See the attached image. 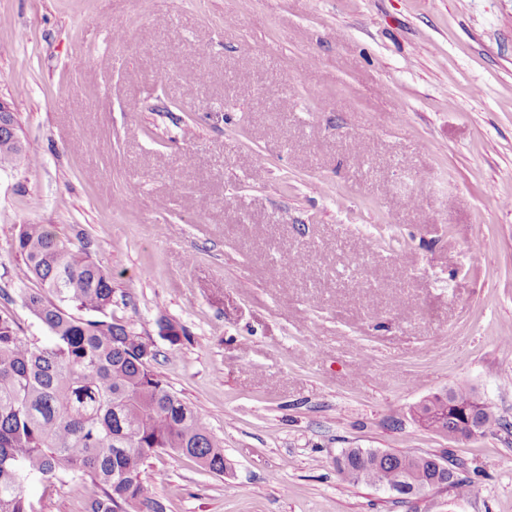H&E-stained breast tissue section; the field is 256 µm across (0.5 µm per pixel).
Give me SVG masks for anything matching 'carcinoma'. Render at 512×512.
Wrapping results in <instances>:
<instances>
[{
	"mask_svg": "<svg viewBox=\"0 0 512 512\" xmlns=\"http://www.w3.org/2000/svg\"><path fill=\"white\" fill-rule=\"evenodd\" d=\"M22 161L31 157L1 136L0 169ZM93 246L87 236H62L45 224H23L15 239L23 276L41 284L20 289L19 299L48 343L34 342L0 311V512H36L26 485L47 487L66 476L96 484L85 512H164L141 479L159 452L224 474V448L204 416L147 367L157 358L152 344L109 315L116 290ZM473 398V390L452 387L416 411L446 403L445 419L421 424L455 440V417ZM336 464L354 470L351 481L390 493L435 489L433 462L412 453L348 448ZM458 466L448 457L449 488L457 497L476 493L475 484L455 478Z\"/></svg>",
	"mask_w": 512,
	"mask_h": 512,
	"instance_id": "obj_1",
	"label": "carcinoma"
}]
</instances>
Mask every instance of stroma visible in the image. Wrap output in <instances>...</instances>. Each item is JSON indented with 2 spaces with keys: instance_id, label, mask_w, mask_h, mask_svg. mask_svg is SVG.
<instances>
[{
  "instance_id": "stroma-1",
  "label": "stroma",
  "mask_w": 512,
  "mask_h": 512,
  "mask_svg": "<svg viewBox=\"0 0 512 512\" xmlns=\"http://www.w3.org/2000/svg\"><path fill=\"white\" fill-rule=\"evenodd\" d=\"M0 100L37 160L0 170V310L46 342L16 234H88L224 448L150 458L165 512H512V432L414 415L465 386L512 424V0H0ZM348 448L447 450L480 492L404 501ZM440 395L446 400L448 408L447 417L440 420L438 423L433 422L431 419L419 420V422L428 428L448 435L449 439L457 440L458 423L455 419H452V417L459 419L457 416L459 409L467 407L475 394L473 390L469 388L457 386L449 388L445 393Z\"/></svg>"
}]
</instances>
